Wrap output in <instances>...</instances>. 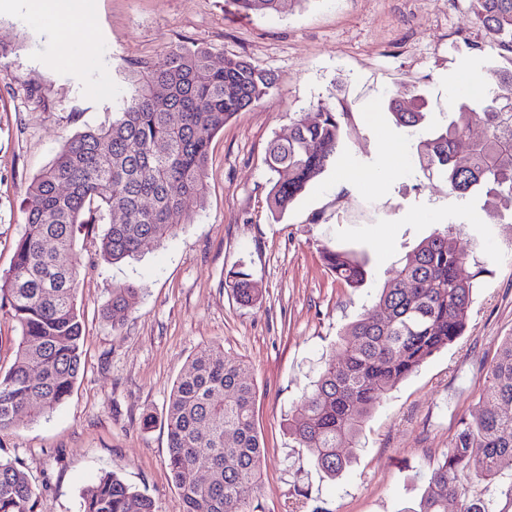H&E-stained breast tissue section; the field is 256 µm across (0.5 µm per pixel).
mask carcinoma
<instances>
[{
  "mask_svg": "<svg viewBox=\"0 0 512 512\" xmlns=\"http://www.w3.org/2000/svg\"><path fill=\"white\" fill-rule=\"evenodd\" d=\"M294 0H232L236 10L281 13ZM497 55L508 66L486 69L494 87L476 105L416 144L418 161L461 199H485L489 223L512 222V0H466ZM276 86L271 73L242 58L213 61L204 48L179 46L142 66L137 86L107 127L88 128L66 142L32 181L23 212L25 231L13 263L0 276V301L21 329L15 360L0 374V433L52 412L72 395L82 364L83 326L72 252L90 224L85 214L109 217L99 255L116 264L175 231L170 217L201 205L210 139ZM388 112L398 128H424L421 96L398 90ZM347 113L322 105L301 117L285 139L272 140L265 164L275 178L267 201L279 218L339 155ZM486 135L459 148L474 123ZM123 216V221L113 218ZM322 260L351 288L367 278L354 252L323 247ZM465 254L447 226L423 239L393 271L370 307L344 330L341 361L322 367L285 418L288 435L307 449L309 462L330 477L351 463L358 438L383 395L453 344L467 327L484 268L461 273ZM237 299H259L250 274L230 272ZM142 289L112 288L110 310L136 308ZM480 410L459 420L420 498L402 512H512V336L490 364ZM167 466L178 489L175 512H258L265 446L256 423L249 367L220 346L195 353L169 394ZM208 473L200 483L197 473ZM42 491L16 464L0 459V512H36ZM82 512H158L153 499L117 474L105 473L84 495Z\"/></svg>",
  "mask_w": 512,
  "mask_h": 512,
  "instance_id": "cac0c4a2",
  "label": "carcinoma"
}]
</instances>
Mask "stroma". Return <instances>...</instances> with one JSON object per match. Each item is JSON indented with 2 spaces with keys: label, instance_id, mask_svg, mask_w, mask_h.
<instances>
[{
  "label": "stroma",
  "instance_id": "obj_1",
  "mask_svg": "<svg viewBox=\"0 0 512 512\" xmlns=\"http://www.w3.org/2000/svg\"><path fill=\"white\" fill-rule=\"evenodd\" d=\"M94 3L63 44L24 0H0V36L15 44L0 58V275L24 231L33 178L76 133L111 123L138 62L203 47L217 61L245 58L277 84L212 138L203 204L173 215L175 234L114 265L100 257L94 231L80 235L76 255H63L81 264L82 369L65 403L0 433V457L42 487L37 512H81L83 494L106 471L172 512L166 403L187 360L217 344L251 370L266 448L262 512H401L458 421L477 411L486 370L512 335V224L488 223L480 199L457 198L424 171L416 137L395 126L386 102L416 87L428 130L447 125L463 101L447 74L467 77L493 55L484 31L465 0H300L284 14L250 16L228 0ZM324 103L348 114L345 155L273 221L267 146ZM450 224L468 255L463 274L485 268L467 328L383 398L356 460L328 478L284 418L391 271ZM326 245L366 260L362 287H346L323 266ZM238 268L259 290L254 304H240L226 284ZM125 281L142 288L140 304L106 316L113 286Z\"/></svg>",
  "mask_w": 512,
  "mask_h": 512
}]
</instances>
